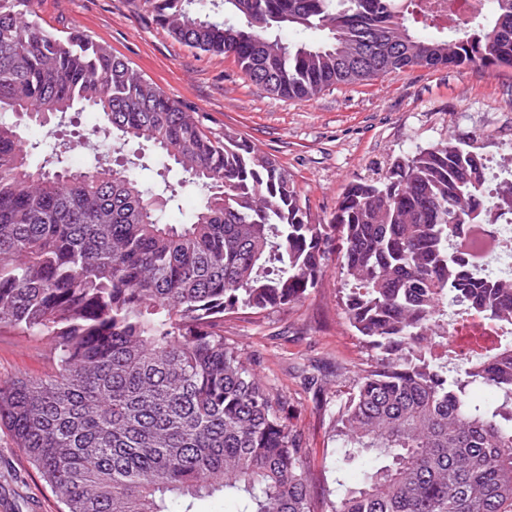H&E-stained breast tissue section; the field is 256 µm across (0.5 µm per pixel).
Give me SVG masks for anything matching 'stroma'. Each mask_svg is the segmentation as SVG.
<instances>
[{"label":"stroma","mask_w":512,"mask_h":512,"mask_svg":"<svg viewBox=\"0 0 512 512\" xmlns=\"http://www.w3.org/2000/svg\"><path fill=\"white\" fill-rule=\"evenodd\" d=\"M45 26L77 28L111 46L144 77L205 117L216 134L230 129L274 157L291 174L312 223L335 211L346 186L375 164L448 136L477 133L488 157L512 148V67H413L367 85L328 88L307 100L272 95L232 58L174 41L144 0H35ZM344 284L329 258L317 288L300 303L225 317L224 338L283 397L289 423L307 450L314 512H326L337 480L332 415L371 353L337 303ZM49 367L46 346L0 331V380L33 378ZM318 377L319 387L307 384ZM46 483L0 426V512H60Z\"/></svg>","instance_id":"stroma-1"}]
</instances>
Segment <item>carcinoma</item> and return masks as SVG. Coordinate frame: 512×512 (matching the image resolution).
<instances>
[{"mask_svg": "<svg viewBox=\"0 0 512 512\" xmlns=\"http://www.w3.org/2000/svg\"><path fill=\"white\" fill-rule=\"evenodd\" d=\"M35 0H0V329L38 340L48 371L0 384V424L64 512H167L222 492L240 512H313L302 438L224 341V315L301 302L338 243L340 304L374 362L334 414L339 462L365 460L328 512H512V277L476 284L470 228L512 215L483 195L487 158L450 136L351 183L328 223L308 220L288 170L138 74L111 48L43 25ZM180 44L231 56L267 92L310 99L409 67L512 66V0L454 30L427 0H145ZM285 29L311 38L286 42ZM96 112L91 135L144 141L204 189L168 224L129 160L81 169L54 147L30 165L18 124ZM467 319L448 321V300ZM483 354L448 379L461 333ZM503 394L493 408L469 387Z\"/></svg>", "mask_w": 512, "mask_h": 512, "instance_id": "cac0c4a2", "label": "carcinoma"}]
</instances>
